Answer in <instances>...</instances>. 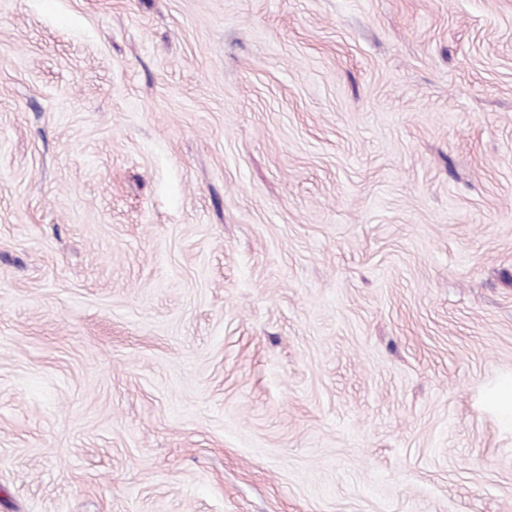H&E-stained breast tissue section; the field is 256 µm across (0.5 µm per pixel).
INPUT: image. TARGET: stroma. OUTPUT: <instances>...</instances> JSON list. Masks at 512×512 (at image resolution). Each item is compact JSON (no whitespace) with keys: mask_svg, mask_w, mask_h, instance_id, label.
Returning a JSON list of instances; mask_svg holds the SVG:
<instances>
[{"mask_svg":"<svg viewBox=\"0 0 512 512\" xmlns=\"http://www.w3.org/2000/svg\"><path fill=\"white\" fill-rule=\"evenodd\" d=\"M512 0H0V512H512Z\"/></svg>","mask_w":512,"mask_h":512,"instance_id":"obj_1","label":"stroma"}]
</instances>
